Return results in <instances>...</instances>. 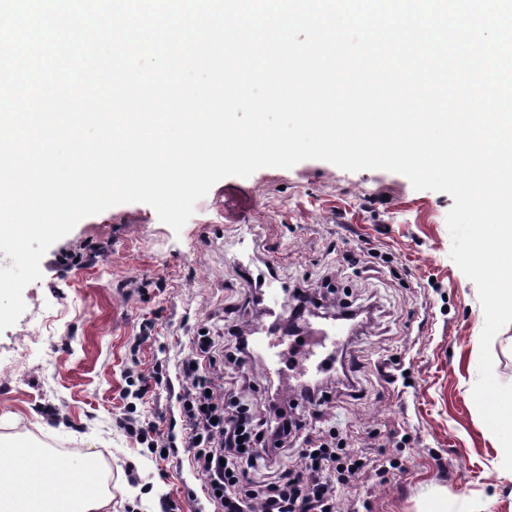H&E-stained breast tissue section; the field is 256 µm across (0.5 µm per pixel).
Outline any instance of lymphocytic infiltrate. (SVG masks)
Returning a JSON list of instances; mask_svg holds the SVG:
<instances>
[{"label": "lymphocytic infiltrate", "mask_w": 512, "mask_h": 512, "mask_svg": "<svg viewBox=\"0 0 512 512\" xmlns=\"http://www.w3.org/2000/svg\"><path fill=\"white\" fill-rule=\"evenodd\" d=\"M223 367L218 337L196 333L190 353L175 369L157 364L151 377L139 378L135 393L144 398L179 378L180 431L163 435L155 425L129 417L122 429L143 438L152 454L186 456L213 512H338L335 484H352L362 471L361 457L346 437L332 430L322 440L304 439L300 466L281 468L288 438L301 422L274 398L267 404L268 418L258 417L250 403L225 392ZM331 470L337 474L333 484L325 477Z\"/></svg>", "instance_id": "lymphocytic-infiltrate-1"}]
</instances>
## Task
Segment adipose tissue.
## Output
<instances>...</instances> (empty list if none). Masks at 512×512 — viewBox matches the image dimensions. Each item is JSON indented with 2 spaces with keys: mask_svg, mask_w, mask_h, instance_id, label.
Returning a JSON list of instances; mask_svg holds the SVG:
<instances>
[{
  "mask_svg": "<svg viewBox=\"0 0 512 512\" xmlns=\"http://www.w3.org/2000/svg\"><path fill=\"white\" fill-rule=\"evenodd\" d=\"M0 452L30 464L23 474L12 469L0 472V512H103L110 501L96 455L78 459L62 477L39 446L8 442L0 445ZM24 482L35 490L22 498L17 489Z\"/></svg>",
  "mask_w": 512,
  "mask_h": 512,
  "instance_id": "obj_1",
  "label": "adipose tissue"
}]
</instances>
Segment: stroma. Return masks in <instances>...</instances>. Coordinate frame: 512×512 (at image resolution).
Returning a JSON list of instances; mask_svg holds the SVG:
<instances>
[{
    "label": "stroma",
    "mask_w": 512,
    "mask_h": 512,
    "mask_svg": "<svg viewBox=\"0 0 512 512\" xmlns=\"http://www.w3.org/2000/svg\"><path fill=\"white\" fill-rule=\"evenodd\" d=\"M453 204L395 172L308 159L221 179L178 232L138 202L82 219L46 251L23 314L0 333V439L38 441L62 470L98 453L112 512H162L169 501L208 512L188 495L200 487L188 463L156 460L117 428L131 410L164 432L174 422L175 391L133 404L131 374L176 363L198 324L228 337L254 322L262 274L310 290L330 270L337 305L373 315L320 376L329 400L305 413V431L336 428L360 449L375 433L384 457L406 466L338 487L341 512H425L439 496L452 512H512V472L472 397L484 318L476 284L450 257ZM89 244L100 254L53 267L57 253ZM147 322L151 338L138 342ZM301 348L291 337L279 374L256 359L225 368L224 385L248 373V396L262 404L295 374ZM397 365L407 382L387 379ZM342 367L358 387L345 389Z\"/></svg>",
    "instance_id": "1"
}]
</instances>
